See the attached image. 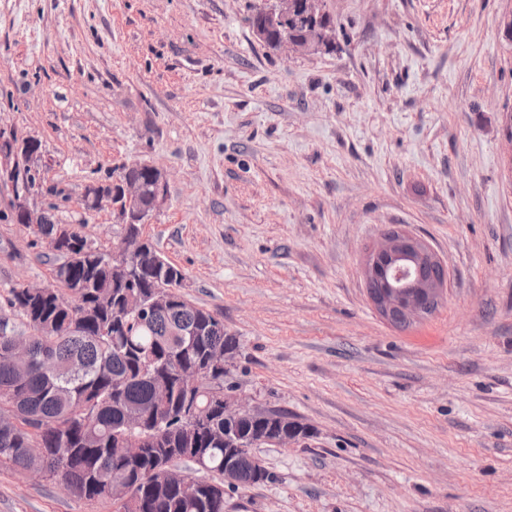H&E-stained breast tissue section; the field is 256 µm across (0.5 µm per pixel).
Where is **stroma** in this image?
Instances as JSON below:
<instances>
[{
  "instance_id": "35a3bbf8",
  "label": "stroma",
  "mask_w": 512,
  "mask_h": 512,
  "mask_svg": "<svg viewBox=\"0 0 512 512\" xmlns=\"http://www.w3.org/2000/svg\"><path fill=\"white\" fill-rule=\"evenodd\" d=\"M257 2L0 0V131L60 190L33 203L113 246L87 187L167 172L143 234L236 337L225 393L311 431L255 449L276 479L224 512H512V0H325L334 50L292 57L249 27ZM11 200L0 181V292L56 259ZM391 224L448 265L405 331L363 282ZM0 512L111 510L0 467Z\"/></svg>"
}]
</instances>
